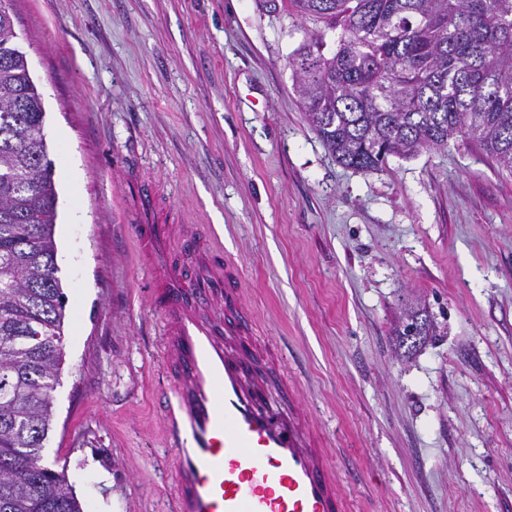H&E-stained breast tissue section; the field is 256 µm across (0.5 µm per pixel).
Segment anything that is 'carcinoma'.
<instances>
[{"mask_svg":"<svg viewBox=\"0 0 512 512\" xmlns=\"http://www.w3.org/2000/svg\"><path fill=\"white\" fill-rule=\"evenodd\" d=\"M324 28L290 60L307 121L341 165L377 171L461 137L512 171V0H259ZM0 10V512H83L44 462L63 359L57 191L45 108ZM411 316L400 336H423Z\"/></svg>","mask_w":512,"mask_h":512,"instance_id":"carcinoma-1","label":"carcinoma"}]
</instances>
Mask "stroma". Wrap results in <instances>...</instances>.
Listing matches in <instances>:
<instances>
[{"mask_svg":"<svg viewBox=\"0 0 512 512\" xmlns=\"http://www.w3.org/2000/svg\"><path fill=\"white\" fill-rule=\"evenodd\" d=\"M58 190L64 360L46 462L84 512H171L162 315L125 194L214 231L353 512H512V171L456 137L339 164L289 65L319 21L256 0H11ZM431 325L416 344L407 312Z\"/></svg>","mask_w":512,"mask_h":512,"instance_id":"35a3bbf8","label":"stroma"}]
</instances>
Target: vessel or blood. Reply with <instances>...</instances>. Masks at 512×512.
<instances>
[{"label":"vessel or blood","instance_id":"vessel-or-blood-1","mask_svg":"<svg viewBox=\"0 0 512 512\" xmlns=\"http://www.w3.org/2000/svg\"><path fill=\"white\" fill-rule=\"evenodd\" d=\"M142 253L155 284L150 302L164 319L172 390L164 398L162 434L173 449L175 512H351L331 456L305 418L281 408L294 388L250 386L246 366L224 349L219 320L201 318L215 287H223L228 320L249 328L236 268L213 264L206 279L172 268L181 224L153 220L152 190L129 195Z\"/></svg>","mask_w":512,"mask_h":512}]
</instances>
